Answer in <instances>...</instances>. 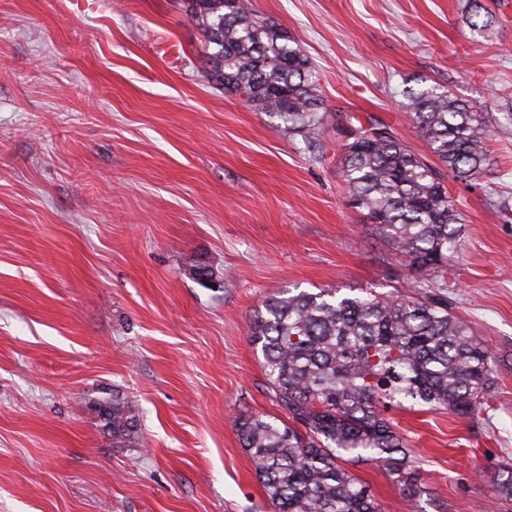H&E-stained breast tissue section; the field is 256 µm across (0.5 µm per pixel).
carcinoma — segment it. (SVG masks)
<instances>
[{
	"mask_svg": "<svg viewBox=\"0 0 512 512\" xmlns=\"http://www.w3.org/2000/svg\"><path fill=\"white\" fill-rule=\"evenodd\" d=\"M183 7L203 29L206 64L225 92L246 96L249 109L280 119L306 142L317 139L323 99L299 46L250 0H183ZM405 97L440 165L394 133L350 141L340 153L354 205L408 261L415 296L283 291L251 325L268 390L287 420L249 414L235 426L275 512H377L366 487L342 466L349 455L379 463L418 503L421 474L383 410L429 406L473 419L489 408L495 357L448 300V261L462 216L445 172L482 175L493 130L477 106L436 86ZM96 411L116 440L137 427L134 405L117 394ZM495 487L512 501V464L499 468Z\"/></svg>",
	"mask_w": 512,
	"mask_h": 512,
	"instance_id": "obj_1",
	"label": "carcinoma"
}]
</instances>
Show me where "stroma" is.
Returning <instances> with one entry per match:
<instances>
[{
	"instance_id": "obj_1",
	"label": "stroma",
	"mask_w": 512,
	"mask_h": 512,
	"mask_svg": "<svg viewBox=\"0 0 512 512\" xmlns=\"http://www.w3.org/2000/svg\"><path fill=\"white\" fill-rule=\"evenodd\" d=\"M251 0L312 60L325 119L306 143L212 80L180 0H0V512H273L238 417L282 415L250 327L284 289L411 296L403 257L350 204L346 117L421 154L403 90L441 86L494 132L464 222L453 310L493 352L490 407L394 409L425 482L412 504L351 470L379 512H512V0ZM210 267L215 286L194 266ZM138 414L119 446L93 407Z\"/></svg>"
}]
</instances>
